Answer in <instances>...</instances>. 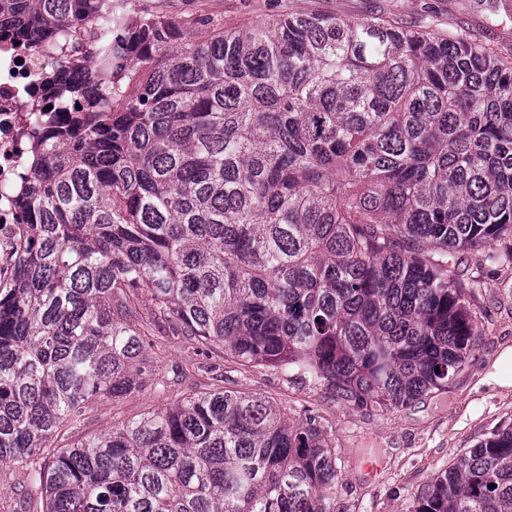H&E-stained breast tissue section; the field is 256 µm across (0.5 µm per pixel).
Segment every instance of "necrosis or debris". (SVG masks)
Returning a JSON list of instances; mask_svg holds the SVG:
<instances>
[{
  "label": "necrosis or debris",
  "mask_w": 512,
  "mask_h": 512,
  "mask_svg": "<svg viewBox=\"0 0 512 512\" xmlns=\"http://www.w3.org/2000/svg\"><path fill=\"white\" fill-rule=\"evenodd\" d=\"M56 65L55 56L34 58L11 42H0V288L13 283L24 244L17 191L31 178L35 149L28 136V93L36 72Z\"/></svg>",
  "instance_id": "necrosis-or-debris-1"
}]
</instances>
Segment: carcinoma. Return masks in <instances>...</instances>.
<instances>
[{
  "mask_svg": "<svg viewBox=\"0 0 512 512\" xmlns=\"http://www.w3.org/2000/svg\"><path fill=\"white\" fill-rule=\"evenodd\" d=\"M4 37L44 44L60 75L39 77L26 246L0 288V466L18 465L0 508L331 512L316 418L176 394L153 337L358 408L447 390L474 336L448 256L497 261L512 235V60L464 33L286 9L186 32L129 0H0ZM145 373L168 403L87 432ZM414 512H512V425Z\"/></svg>",
  "mask_w": 512,
  "mask_h": 512,
  "instance_id": "cac0c4a2",
  "label": "carcinoma"
}]
</instances>
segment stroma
I'll return each instance as SVG.
<instances>
[{
  "label": "stroma",
  "instance_id": "35a3bbf8",
  "mask_svg": "<svg viewBox=\"0 0 512 512\" xmlns=\"http://www.w3.org/2000/svg\"><path fill=\"white\" fill-rule=\"evenodd\" d=\"M141 12H159L186 29L211 19L228 26L267 18L280 4L307 13L350 19L377 16L405 26L439 32L463 30L512 59V0H134ZM470 300L474 348L463 370L442 393L429 394L393 411L359 409L325 390L287 380L269 369L244 368L212 355L224 370L225 389L265 396L287 405L293 418L319 416L330 431L339 479L332 512H412L416 499L437 473L475 447L500 424H512V388L486 386L482 377L500 351L512 346V263L459 253Z\"/></svg>",
  "mask_w": 512,
  "mask_h": 512
}]
</instances>
